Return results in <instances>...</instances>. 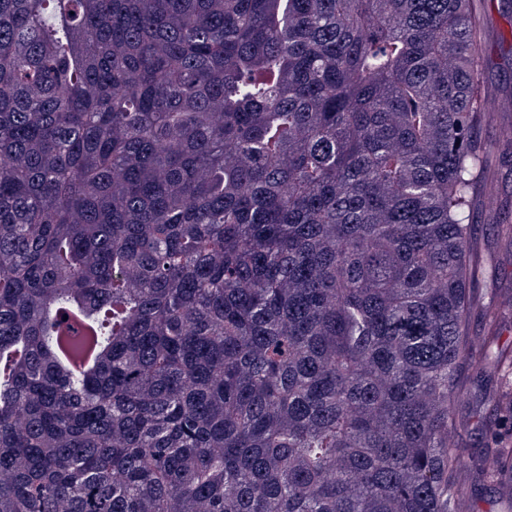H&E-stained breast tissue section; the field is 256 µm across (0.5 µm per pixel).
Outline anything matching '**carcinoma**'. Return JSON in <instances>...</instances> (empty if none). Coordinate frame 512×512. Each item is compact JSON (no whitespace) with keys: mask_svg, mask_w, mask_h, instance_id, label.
Segmentation results:
<instances>
[{"mask_svg":"<svg viewBox=\"0 0 512 512\" xmlns=\"http://www.w3.org/2000/svg\"><path fill=\"white\" fill-rule=\"evenodd\" d=\"M482 52L471 0H0V512H512Z\"/></svg>","mask_w":512,"mask_h":512,"instance_id":"1","label":"carcinoma"}]
</instances>
